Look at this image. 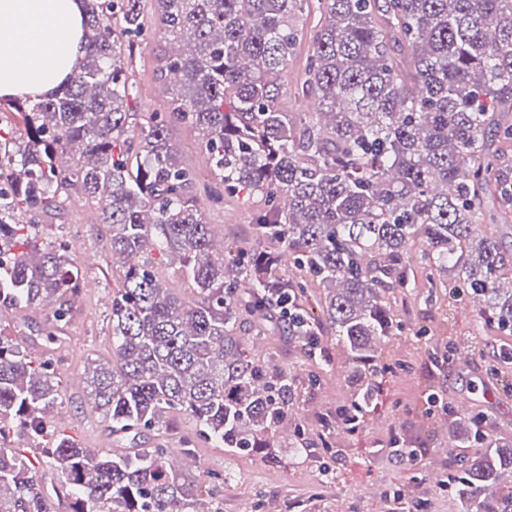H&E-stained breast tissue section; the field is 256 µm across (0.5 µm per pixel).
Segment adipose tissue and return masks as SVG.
Segmentation results:
<instances>
[{"instance_id":"1","label":"adipose tissue","mask_w":512,"mask_h":512,"mask_svg":"<svg viewBox=\"0 0 512 512\" xmlns=\"http://www.w3.org/2000/svg\"><path fill=\"white\" fill-rule=\"evenodd\" d=\"M81 0H0V98L54 93L84 46Z\"/></svg>"}]
</instances>
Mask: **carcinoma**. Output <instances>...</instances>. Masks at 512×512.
Listing matches in <instances>:
<instances>
[{
	"mask_svg": "<svg viewBox=\"0 0 512 512\" xmlns=\"http://www.w3.org/2000/svg\"><path fill=\"white\" fill-rule=\"evenodd\" d=\"M86 2L84 56L61 88L0 103L24 114L21 131L0 126V307L49 301L52 321L67 320L79 262L33 223L71 189L95 203L118 286L112 361L88 360L85 375L112 434L161 431L181 413L196 427L185 457L198 438L280 447L295 385L237 333L269 312L305 348L329 322L354 406L374 411L377 368L399 329L388 297L407 286L414 258L448 298L461 284L512 331V256L497 240L512 217V0H318L325 21L300 88L313 112L278 107L312 0H153L181 45L161 69L176 83L169 111L144 123L126 110L121 46L143 35L146 0ZM172 124L197 131L212 202L264 197L259 247L213 251ZM488 194L499 200L491 214ZM154 253L178 261L192 295L171 288ZM59 397L51 363L0 327V512H202L224 480L171 466L162 442L100 456L61 431L32 462L14 435L44 439ZM483 442L462 460L460 499L466 512H512V444Z\"/></svg>",
	"mask_w": 512,
	"mask_h": 512,
	"instance_id": "obj_1",
	"label": "carcinoma"
}]
</instances>
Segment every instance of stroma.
Returning <instances> with one entry per match:
<instances>
[{
	"label": "stroma",
	"instance_id": "obj_1",
	"mask_svg": "<svg viewBox=\"0 0 512 512\" xmlns=\"http://www.w3.org/2000/svg\"><path fill=\"white\" fill-rule=\"evenodd\" d=\"M322 21L318 6L305 20L306 35L297 56L282 75L286 87L280 105L287 112H310L314 106L295 92L303 80V64L312 48L311 35ZM142 41L124 59L133 83L128 111L147 120L166 112L173 94L158 72L172 52L160 30L152 0H147ZM262 202L257 197L225 200L222 207H205L213 232L225 242L251 245L250 226ZM43 238L81 243L89 260L84 263L80 293L64 328L61 343L44 349L42 334L51 325L44 308H17L8 320L18 341L51 358L60 380V398L53 419H64L65 434L79 447L107 455L124 448L152 447L153 432L140 439H117L89 404L84 388L69 380L80 376L88 359L112 355V285L104 277L112 267L105 250L107 227L96 205L81 193L64 196L59 209L39 216ZM403 329L387 349L397 365L384 382L381 412L364 417L360 429L350 431L338 418L350 407L355 391L341 372L342 347L334 329H325L317 348L300 350L279 332L273 318H265L264 333L244 321L240 338L262 343L256 354L272 358L276 372L292 378L300 393L291 413L306 445L278 448L274 453L256 448L198 444L196 459L208 471L225 475L212 505L216 512H376V498L356 497L352 491L373 485L379 496L400 494L412 512H463L452 483L460 474L461 459L475 456L482 442H459L445 453L449 429L458 420L483 422L486 433L512 440V333L467 306L465 296L449 299L444 289H430L419 264H412L410 283L390 297ZM320 381L311 384L310 371ZM331 429H324V422Z\"/></svg>",
	"mask_w": 512,
	"mask_h": 512
}]
</instances>
